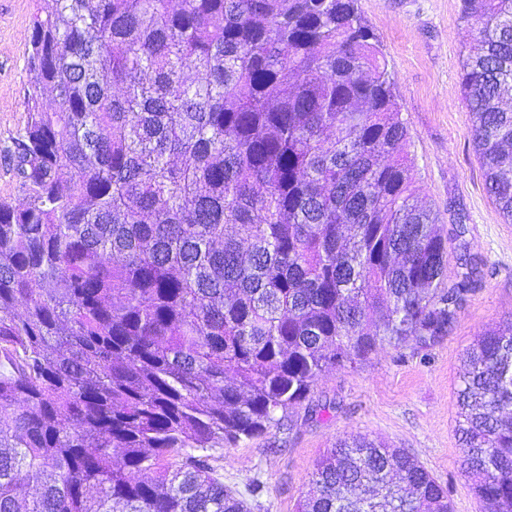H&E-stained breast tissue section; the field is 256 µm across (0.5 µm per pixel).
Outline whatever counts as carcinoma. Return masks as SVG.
<instances>
[{
  "instance_id": "1",
  "label": "carcinoma",
  "mask_w": 512,
  "mask_h": 512,
  "mask_svg": "<svg viewBox=\"0 0 512 512\" xmlns=\"http://www.w3.org/2000/svg\"><path fill=\"white\" fill-rule=\"evenodd\" d=\"M360 0H37L0 199V512H248L206 450L331 368L453 329L394 74ZM461 86L512 220V0ZM465 472L512 512V320L458 389ZM296 512H452L404 449L344 437Z\"/></svg>"
}]
</instances>
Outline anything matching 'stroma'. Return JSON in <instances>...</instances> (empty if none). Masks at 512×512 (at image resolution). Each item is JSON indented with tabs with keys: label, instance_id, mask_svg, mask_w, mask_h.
I'll list each match as a JSON object with an SVG mask.
<instances>
[{
	"label": "stroma",
	"instance_id": "stroma-1",
	"mask_svg": "<svg viewBox=\"0 0 512 512\" xmlns=\"http://www.w3.org/2000/svg\"><path fill=\"white\" fill-rule=\"evenodd\" d=\"M396 81L411 136L416 197L440 216L451 243L448 274L469 253L481 280L453 330L435 345L377 347L357 368L336 367L316 382L309 402L290 409L264 436L212 449L225 487L250 512H294L309 476L337 438L364 435L413 455L447 489L453 512H488L464 474L456 391L462 359L477 336L512 319V222L497 211L474 149L461 63L477 27L462 0H361ZM33 0H0V198L23 193L5 155L25 126L26 65ZM258 494H251L253 485Z\"/></svg>",
	"mask_w": 512,
	"mask_h": 512
}]
</instances>
